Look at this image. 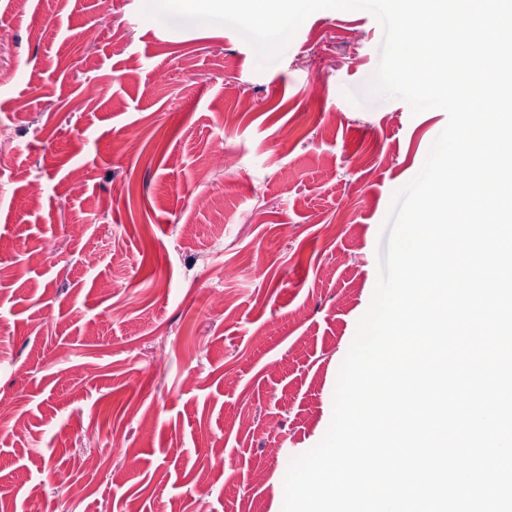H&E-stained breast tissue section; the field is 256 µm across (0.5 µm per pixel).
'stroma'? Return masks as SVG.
Segmentation results:
<instances>
[{
    "mask_svg": "<svg viewBox=\"0 0 512 512\" xmlns=\"http://www.w3.org/2000/svg\"><path fill=\"white\" fill-rule=\"evenodd\" d=\"M144 5L0 0V488L11 512H282L448 117L347 99L379 57L367 11L311 14L261 70L233 29Z\"/></svg>",
    "mask_w": 512,
    "mask_h": 512,
    "instance_id": "1",
    "label": "stroma"
}]
</instances>
